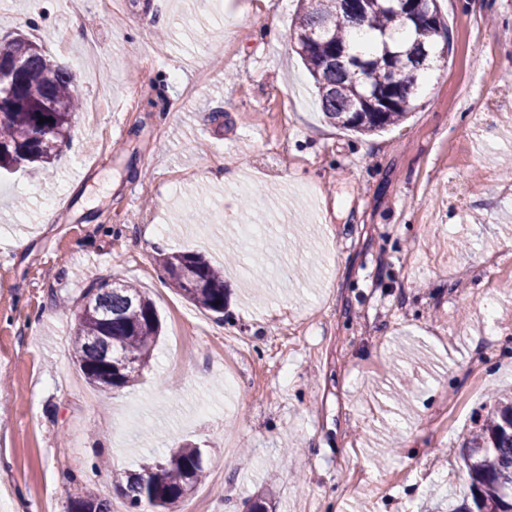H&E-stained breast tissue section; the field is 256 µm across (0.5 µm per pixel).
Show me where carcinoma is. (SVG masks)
I'll use <instances>...</instances> for the list:
<instances>
[{"label": "carcinoma", "instance_id": "cac0c4a2", "mask_svg": "<svg viewBox=\"0 0 512 512\" xmlns=\"http://www.w3.org/2000/svg\"><path fill=\"white\" fill-rule=\"evenodd\" d=\"M372 38L360 49L350 34ZM286 37L310 73L326 119L358 135L399 125L416 110L431 56L450 46L437 0H300ZM21 55L19 74L0 77V98L20 103L0 110V170L45 168L66 143L80 97L67 66L38 43L14 38L0 55ZM46 122L39 123V118ZM171 287L195 306L224 316V272L201 254L172 252L158 259ZM75 313L71 357L101 391L134 384L153 356L162 324L144 293L126 281L88 288ZM468 492L449 512H512V397L498 399L486 423L463 449ZM203 476L201 453L178 445L169 456L145 459L119 483L134 512H174ZM69 512H112L111 504L77 492Z\"/></svg>", "mask_w": 512, "mask_h": 512}]
</instances>
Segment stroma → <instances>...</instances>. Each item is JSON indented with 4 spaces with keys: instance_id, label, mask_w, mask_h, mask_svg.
Here are the masks:
<instances>
[{
    "instance_id": "stroma-1",
    "label": "stroma",
    "mask_w": 512,
    "mask_h": 512,
    "mask_svg": "<svg viewBox=\"0 0 512 512\" xmlns=\"http://www.w3.org/2000/svg\"><path fill=\"white\" fill-rule=\"evenodd\" d=\"M438 5L445 62L405 124L359 137L285 38L297 0H0V43L26 34L100 102L49 173L0 174V512H68L78 487L128 512L116 474L183 441L207 512H443L451 472L464 495V440L512 392V328L484 307L512 319L489 262L512 260V0ZM178 251L223 266L224 318L162 278ZM104 279L163 323L110 393L71 357Z\"/></svg>"
}]
</instances>
